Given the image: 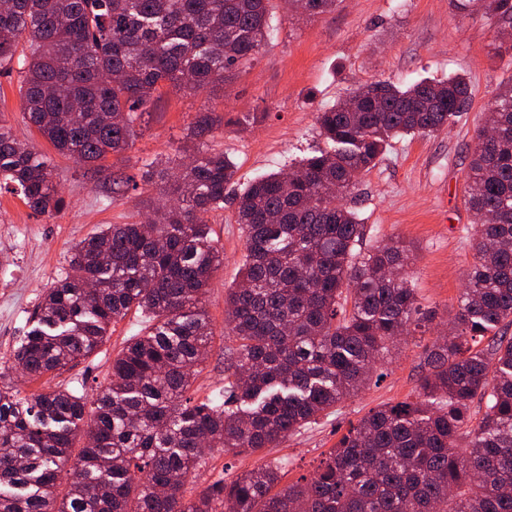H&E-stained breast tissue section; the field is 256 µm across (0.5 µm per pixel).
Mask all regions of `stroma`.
I'll return each instance as SVG.
<instances>
[{
  "mask_svg": "<svg viewBox=\"0 0 512 512\" xmlns=\"http://www.w3.org/2000/svg\"><path fill=\"white\" fill-rule=\"evenodd\" d=\"M276 31L252 63L226 81L193 95L164 91L151 114L135 126L132 146L99 168L56 153L23 118L18 73H0V124L15 138L47 155L65 207L48 216L29 209L11 186L0 184V363L29 330L46 288L69 271L70 247L106 224L143 220L158 200L145 178L148 162L174 157L184 130L202 107L222 117L205 137L206 148L224 152L236 166L223 207L208 216L210 236L224 264L209 281L207 311L215 331L208 358L189 391L197 400L224 389V359L235 348L225 328L224 299L238 278L244 236L234 198L250 180L296 168L324 140L316 114L347 90L378 80L409 84L465 75L470 108L431 137L391 142L378 164L364 174L346 204L364 226L359 251L393 239L410 243L407 270L429 319L408 342L397 344L382 365L383 376L338 404L334 414L278 447L245 455L207 451L196 474L197 488L233 482L264 462L277 463L288 485L310 476L347 430L371 409L414 400L425 369V350L446 329L472 262L469 235L474 221L464 203L468 163L478 126L500 87L512 82V39L497 38L481 10L460 17L454 0H338L334 10L297 18L272 9ZM132 176L135 191L112 192L114 173ZM145 322L130 312L112 326L109 339L89 358L53 376L11 382L24 394L65 387L89 394L110 380L112 360Z\"/></svg>",
  "mask_w": 512,
  "mask_h": 512,
  "instance_id": "35a3bbf8",
  "label": "stroma"
}]
</instances>
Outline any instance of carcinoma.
I'll use <instances>...</instances> for the list:
<instances>
[{
    "label": "carcinoma",
    "mask_w": 512,
    "mask_h": 512,
    "mask_svg": "<svg viewBox=\"0 0 512 512\" xmlns=\"http://www.w3.org/2000/svg\"><path fill=\"white\" fill-rule=\"evenodd\" d=\"M271 2L0 0V72L25 47L24 118L58 153L97 166L129 148L161 89L197 93L256 59L274 31ZM289 2L308 17L336 5ZM480 9L491 29L512 28V0ZM469 101L459 75L355 88L316 115L326 148L238 196L245 253L225 298L238 347L221 404L187 393L213 337L206 287L223 263L206 215L224 206L236 170L203 150L221 117L197 112L156 173L159 194L178 205L151 203L145 222L108 224L72 245L71 274L48 288L35 326L0 364V512H512V337L478 348L512 318V85L485 115L493 137L469 163L473 262L450 333L427 351L418 400L369 411L305 484L279 487L278 466L264 462L194 487L201 439L247 454L277 447L381 378L390 348L421 328L402 273L411 246L356 251L363 225L336 200L391 140L432 136ZM0 178L36 213L64 205L49 159L2 126ZM133 309L151 331L112 360L92 402L3 385L13 369L40 378L89 358ZM476 399L485 410L474 423Z\"/></svg>",
    "instance_id": "1"
}]
</instances>
